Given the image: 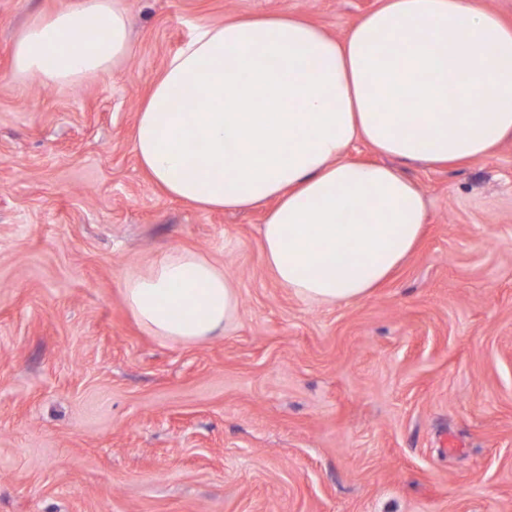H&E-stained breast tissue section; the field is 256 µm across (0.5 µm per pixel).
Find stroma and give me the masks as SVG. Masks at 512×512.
Segmentation results:
<instances>
[{"label": "stroma", "instance_id": "obj_1", "mask_svg": "<svg viewBox=\"0 0 512 512\" xmlns=\"http://www.w3.org/2000/svg\"><path fill=\"white\" fill-rule=\"evenodd\" d=\"M75 0H0V512H512V139L400 163L420 243L372 295L298 298L265 208L160 192L136 115L201 24L294 14L343 38L379 0H127L133 52L78 86L13 69ZM194 250L238 285L224 333L138 324L127 279Z\"/></svg>", "mask_w": 512, "mask_h": 512}]
</instances>
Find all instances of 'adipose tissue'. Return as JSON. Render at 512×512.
<instances>
[{
  "mask_svg": "<svg viewBox=\"0 0 512 512\" xmlns=\"http://www.w3.org/2000/svg\"><path fill=\"white\" fill-rule=\"evenodd\" d=\"M124 0H77L34 20L14 47L19 73L77 85L131 51ZM457 109L449 111L448 96ZM203 103L178 111L177 98ZM206 145L190 152L188 138ZM512 139V25L481 0H381L338 39L300 16L198 26L137 114L133 147L166 195L202 209L268 206L264 260L299 297L356 303L417 246L423 192L377 153L430 166L488 157ZM132 316L182 343L219 336L239 294L205 257L156 258L123 291Z\"/></svg>",
  "mask_w": 512,
  "mask_h": 512,
  "instance_id": "obj_1",
  "label": "adipose tissue"
}]
</instances>
